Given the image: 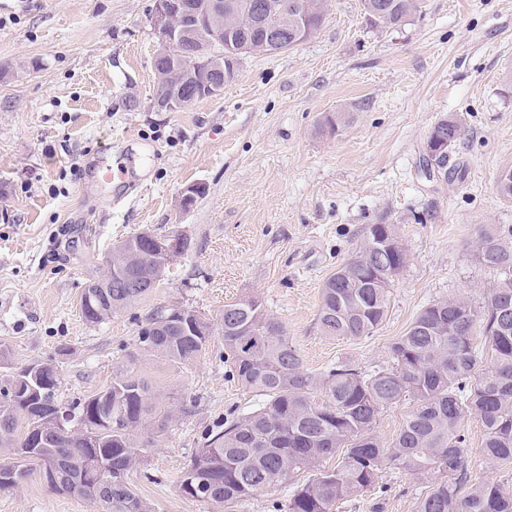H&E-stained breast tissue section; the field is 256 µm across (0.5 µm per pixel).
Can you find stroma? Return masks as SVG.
<instances>
[{"label":"stroma","instance_id":"35a3bbf8","mask_svg":"<svg viewBox=\"0 0 512 512\" xmlns=\"http://www.w3.org/2000/svg\"><path fill=\"white\" fill-rule=\"evenodd\" d=\"M154 0H0V345L14 367L54 359L62 404L145 380L158 409L178 410L131 480L152 512H225L183 496L178 480L224 419L260 402L228 375L219 347L190 364L142 350L138 324L183 305L220 326L225 303L262 297L305 369L348 357L373 369L427 304L480 303L494 275L475 257L480 227L512 225L496 191L512 165V0H424L399 29L370 28L361 0H329L321 28L289 50L247 54L220 95L173 112L151 103L159 35ZM345 112L338 132H319ZM445 116L467 130L450 164L463 177L426 179L423 143ZM125 183L96 174L99 150ZM204 186L189 211L182 189ZM373 224H396L410 261L374 336L321 335L325 280ZM182 232L187 251L159 288L90 325L79 299L116 244ZM475 479L506 469L480 452L466 416ZM437 475L383 470L378 488L337 512H417ZM0 512H103L50 490L40 472L0 492Z\"/></svg>","mask_w":512,"mask_h":512}]
</instances>
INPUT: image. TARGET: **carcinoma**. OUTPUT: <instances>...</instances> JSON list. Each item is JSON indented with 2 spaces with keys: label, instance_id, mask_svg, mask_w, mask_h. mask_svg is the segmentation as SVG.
I'll return each mask as SVG.
<instances>
[{
  "label": "carcinoma",
  "instance_id": "1",
  "mask_svg": "<svg viewBox=\"0 0 512 512\" xmlns=\"http://www.w3.org/2000/svg\"><path fill=\"white\" fill-rule=\"evenodd\" d=\"M273 9L307 4L298 29L272 31L274 23L256 25L251 18L255 0H233L236 24L206 31L187 40L178 51L189 56L200 47L213 52H235L224 61L225 80H233L239 48L248 44L262 54L293 48L322 25L326 8L313 0H261ZM423 0H361L373 28L401 27L422 8ZM155 94L171 85V62L154 58ZM187 105L208 97L201 78L184 77ZM451 133L448 148L464 134L462 122L437 121L430 133ZM400 238L396 224H372L365 242L337 266L324 282L316 324L328 337L367 338L386 317L392 282L386 275L390 258L369 247L368 240ZM476 258L495 273L480 305L464 298L436 300L415 317L407 332L388 346L391 363L366 370L340 358L318 373L304 369L300 352L290 342L284 325L270 313L258 295L244 296L224 305L220 344L228 377L262 398L258 408L242 417L224 420L209 434L208 445L198 449L179 480L180 492L190 498L232 507L258 493L288 484L293 491L285 508L274 512H334L375 487L385 468L417 475L443 477L423 495L417 512H512V490L495 481H476L467 468L466 436L461 420L479 419L483 428L482 452L495 467H512V225L482 228ZM125 273L101 272L88 282L99 296L80 307L89 324H98L149 296L151 288H117ZM176 307H161L138 331L141 349L180 364L199 358L210 346L213 329L207 318L186 333ZM481 332L484 347L475 345ZM40 400L23 413L0 404V452L5 453L4 474L18 486L35 469L53 465L57 483L50 489L89 499L104 512H151L136 492L129 473L144 462L154 439L144 433H162L170 414L155 412L148 385L140 378L119 375L104 392L112 394L108 415L112 426L89 430L91 399L75 401L70 431L45 432L39 447L29 445V433L48 424L61 405V374L47 363ZM21 375L9 367L0 352V394L17 385ZM408 398L413 407L399 433L385 444L372 429L386 407ZM336 457L334 467L326 461ZM112 468V488L92 480L89 459ZM302 472L311 474L296 481Z\"/></svg>",
  "mask_w": 512,
  "mask_h": 512
}]
</instances>
